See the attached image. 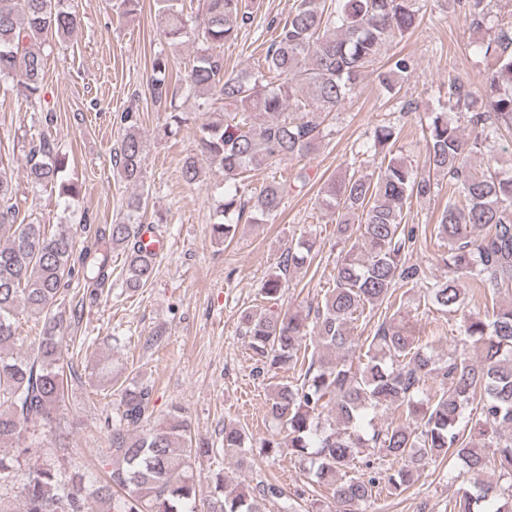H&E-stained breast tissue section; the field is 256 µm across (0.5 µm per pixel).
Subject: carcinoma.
Segmentation results:
<instances>
[{
  "label": "carcinoma",
  "instance_id": "obj_1",
  "mask_svg": "<svg viewBox=\"0 0 512 512\" xmlns=\"http://www.w3.org/2000/svg\"><path fill=\"white\" fill-rule=\"evenodd\" d=\"M153 0L160 35L177 49L195 48L190 68L179 74L175 57L159 54L148 79L152 99L173 98L180 83L206 116L197 130V152L185 157L182 177L200 180L207 168L218 169L223 190L215 207L211 234L231 242L243 216L265 224L281 212L290 190L306 183L273 180L250 187L248 172L299 160L324 138L322 124L341 109L366 77L375 74L379 90L393 97L398 77L410 71V59L387 46L412 29L417 0H295L283 22L272 23L264 56L253 70L227 73L216 48L235 41L253 18L250 0ZM481 34L477 47L490 60L485 91L475 94L460 79H448V100L468 114L471 137H463L438 106L428 115L425 168L391 156L397 128L380 124L368 148L388 162L377 177L348 175L327 182L321 206L337 214L336 238L347 245L336 262L333 287L307 312L272 313L246 309L242 335L248 339L255 373L265 377L297 364L302 344L313 349L303 376L272 385L267 408L281 438L266 440V454L288 452L310 463L309 473L328 489L332 503L359 512L380 492H404L440 457L452 455L465 471L449 512H512V171L478 170L471 159L512 137V20L489 24L486 0H457ZM80 25L67 0H0V92L27 101L40 98L46 37H69ZM187 118L169 112L163 134H177ZM124 133L114 149L120 178H143L146 141L140 118L122 114ZM27 177L50 186L66 201L78 197L67 173L68 158L49 138L30 142L25 155ZM448 177V205L437 218V237L448 240V278L421 283L423 298L436 310L457 313L465 297L461 281L489 291L491 313L463 317L457 330L461 353L442 361L405 325L382 321L360 344L351 325L365 310L396 304V285L418 280L403 254L414 243L406 230L407 202L433 194L435 179ZM12 174L0 162V512H266L270 499L284 500V512L300 504L277 485L259 480L255 488L233 496L224 493V472L211 475L202 491L192 458L224 455L239 465L253 453L246 431L224 425L220 442L193 443L190 423L173 406L167 417L151 421L152 386L135 383L121 391L112 416L108 446L98 458L99 475L75 467L61 470L44 460L52 448L58 412L68 388L82 379L79 365L65 359L62 341L76 327L86 303L96 302L112 277V252L126 256L125 287L135 292L152 279L158 255L140 243L144 193L133 196L127 212L110 224H86L78 242L66 224L19 221ZM316 242L299 239L282 254L277 270L261 292L274 300L292 269L310 266ZM83 285L81 301L60 303L72 279ZM42 323V336L30 352L16 347L19 315ZM359 350L358 365L333 352ZM479 416L467 420L468 405ZM390 422L373 425L379 412ZM496 449L489 458L486 449ZM378 463L369 472L347 476L365 450ZM494 467L499 480L481 475Z\"/></svg>",
  "mask_w": 512,
  "mask_h": 512
}]
</instances>
